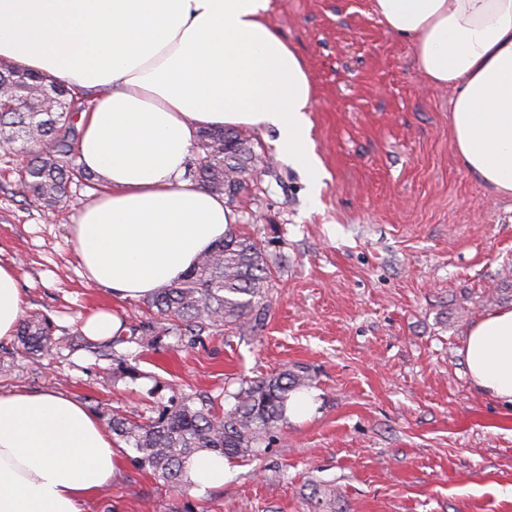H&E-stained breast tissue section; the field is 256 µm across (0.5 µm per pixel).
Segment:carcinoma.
Masks as SVG:
<instances>
[{"instance_id": "1", "label": "carcinoma", "mask_w": 512, "mask_h": 512, "mask_svg": "<svg viewBox=\"0 0 512 512\" xmlns=\"http://www.w3.org/2000/svg\"><path fill=\"white\" fill-rule=\"evenodd\" d=\"M0 105L10 107L0 112V148L27 155L22 178L34 196L56 207L67 197L70 183L92 186L93 176L73 163L78 154L75 117L85 110L82 99L50 78L0 64ZM255 161L252 142L241 132L204 130L188 176L232 202ZM272 276L265 246L231 229L149 303L174 320L166 334L178 341L223 326L253 334L266 321ZM17 341L28 355L44 353L52 345L49 323L38 316L23 320ZM307 381V376L283 369L247 381L225 412L217 411L210 395L195 392L172 398L155 418L131 420L114 413L107 426L135 453L139 466L168 483L184 484L185 464L198 451L229 459L255 455L284 421L291 394Z\"/></svg>"}]
</instances>
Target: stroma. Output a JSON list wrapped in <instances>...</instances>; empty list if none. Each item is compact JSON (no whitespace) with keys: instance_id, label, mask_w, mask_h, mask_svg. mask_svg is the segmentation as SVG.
Returning <instances> with one entry per match:
<instances>
[{"instance_id":"35a3bbf8","label":"stroma","mask_w":512,"mask_h":512,"mask_svg":"<svg viewBox=\"0 0 512 512\" xmlns=\"http://www.w3.org/2000/svg\"><path fill=\"white\" fill-rule=\"evenodd\" d=\"M269 21L314 85L322 179L311 203L275 131L245 128L258 168L231 208L268 246L265 327L165 336L146 300L115 299L80 274L71 218L93 189L71 185L47 209L20 182L23 156L0 149V262L54 341L35 361L0 339V393H62L104 421L199 391L222 412L242 380L285 368L317 391L312 418L229 460L220 487L176 488L127 460L85 512H512V411L472 388L460 352L483 314L512 306V197L465 169L451 91L425 83L372 0H272ZM102 306L125 329L151 325L160 346H75L82 317ZM121 355L138 379L122 376Z\"/></svg>"}]
</instances>
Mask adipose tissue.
<instances>
[{
    "mask_svg": "<svg viewBox=\"0 0 512 512\" xmlns=\"http://www.w3.org/2000/svg\"><path fill=\"white\" fill-rule=\"evenodd\" d=\"M410 40L432 86L452 88L453 148L494 194L512 196V0H373ZM271 0H0V58L91 98L78 158L104 188L73 217L70 246L88 282L122 300L153 296L223 238L236 214L182 180L201 130L276 131L282 153L318 182L314 87L270 24ZM25 296L0 263V339ZM461 352L471 385L512 409V307L482 315ZM123 455L99 418L57 393H0V512H83ZM227 464L201 451L195 491Z\"/></svg>",
    "mask_w": 512,
    "mask_h": 512,
    "instance_id": "adipose-tissue-1",
    "label": "adipose tissue"
}]
</instances>
